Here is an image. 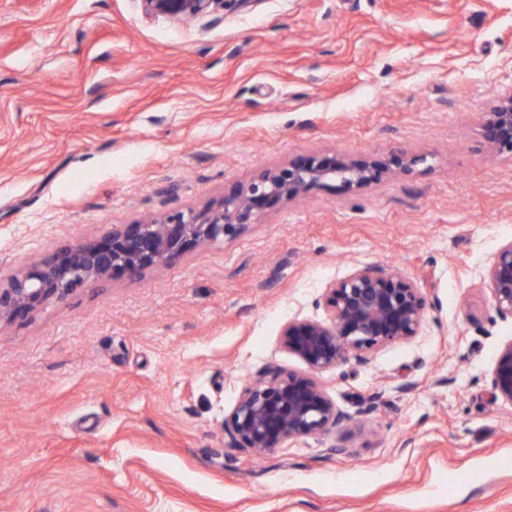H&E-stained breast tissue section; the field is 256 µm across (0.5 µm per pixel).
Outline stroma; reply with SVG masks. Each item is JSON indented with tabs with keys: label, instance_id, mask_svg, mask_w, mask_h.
Returning <instances> with one entry per match:
<instances>
[{
	"label": "stroma",
	"instance_id": "obj_1",
	"mask_svg": "<svg viewBox=\"0 0 512 512\" xmlns=\"http://www.w3.org/2000/svg\"><path fill=\"white\" fill-rule=\"evenodd\" d=\"M512 87V0H0V280L113 225L198 210L318 152L427 166L269 210L217 246L0 325V512H512V340L484 280L512 160L481 122ZM430 305L417 334L321 374L359 426L231 447L224 417L291 319L358 267ZM225 1L228 0H135L144 16L182 24L191 23L224 10ZM491 388L497 399L512 405V340L498 353L491 373Z\"/></svg>",
	"mask_w": 512,
	"mask_h": 512
}]
</instances>
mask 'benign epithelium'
Instances as JSON below:
<instances>
[{
	"instance_id": "7a95c632",
	"label": "benign epithelium",
	"mask_w": 512,
	"mask_h": 512,
	"mask_svg": "<svg viewBox=\"0 0 512 512\" xmlns=\"http://www.w3.org/2000/svg\"><path fill=\"white\" fill-rule=\"evenodd\" d=\"M135 2L146 17L184 24L224 9L225 0ZM482 135L492 153L512 159V88L501 93L485 115ZM426 160L419 154L352 160L315 153L255 173L230 186L222 199L202 211L114 224L109 234L60 246L41 262L17 269L7 287H0V325L61 302L84 285L137 278L177 262L194 248L234 238L259 223L270 208L336 180L354 190ZM486 277L496 313L512 320V240L495 251ZM323 299L325 320L294 319L281 331L283 347L301 359L309 373L270 370L245 385L224 417V435L232 447L261 455L286 440L321 436L356 421L367 408L343 409L318 374L352 359L363 364L388 344L417 335L427 306L412 280L381 267L354 269L331 283ZM491 388L496 398L512 405V340L498 353Z\"/></svg>"
}]
</instances>
